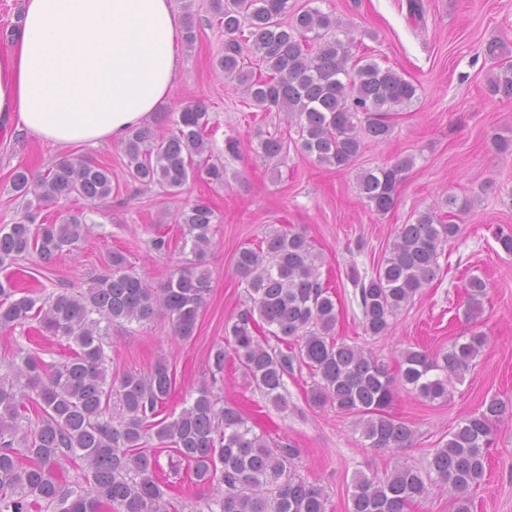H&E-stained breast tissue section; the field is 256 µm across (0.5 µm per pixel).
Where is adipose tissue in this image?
Returning a JSON list of instances; mask_svg holds the SVG:
<instances>
[{
	"label": "adipose tissue",
	"mask_w": 512,
	"mask_h": 512,
	"mask_svg": "<svg viewBox=\"0 0 512 512\" xmlns=\"http://www.w3.org/2000/svg\"><path fill=\"white\" fill-rule=\"evenodd\" d=\"M181 32L173 0H22L0 116L55 144L123 142L170 100Z\"/></svg>",
	"instance_id": "obj_1"
}]
</instances>
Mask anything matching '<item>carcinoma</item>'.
<instances>
[{
  "mask_svg": "<svg viewBox=\"0 0 512 512\" xmlns=\"http://www.w3.org/2000/svg\"><path fill=\"white\" fill-rule=\"evenodd\" d=\"M288 2L213 0L228 36L218 66L257 108L286 113L299 129L302 149L316 162L343 168L364 138L387 139L393 115L412 102L416 87L389 68L352 61L354 38H325L336 20L317 8L298 11L282 24ZM245 26L247 47L235 37ZM246 50L259 56L268 78L256 79L246 69ZM490 84L511 96L512 67L491 77ZM167 120L174 130L164 135L155 124ZM208 126L206 107L192 104L133 128L124 141L129 178L147 188L158 184L172 196L196 166L210 181L224 183V166L209 162ZM258 149L273 160L283 145L264 138ZM412 165L403 158L361 174L358 189L368 207L380 215L394 209ZM11 183L19 198L31 195L41 204L78 195L97 210L112 195V170L85 158L63 159L37 178L19 167ZM465 209L447 196L418 212L414 222L396 228L388 255L371 273L359 272L356 252L349 250L346 277L367 335L387 333L398 311L434 280L441 251L460 231L453 218ZM177 217L193 260L177 267L162 287L149 285L124 254L114 252L109 271L87 288L45 298L16 296L13 277L25 273L17 261L34 253L49 262L78 248L88 233L84 212L59 224H36L29 213L25 223L0 226V330L35 320L40 332L75 345L59 364H47L20 345L0 360V512H178L154 476L152 439L192 467L197 484L221 489L216 498L196 501L191 512H327L324 488L295 474L298 450L289 443L270 445L236 408L219 405L207 384L169 421L159 415L176 377L165 359L146 374L109 377L106 338L112 327L164 315L175 335L185 339L194 333L210 290V277L199 265L213 244V211L196 199ZM264 243L236 255L235 269L251 305L228 327L227 346L214 353L215 367L224 369L231 351L248 384L284 409L286 378L304 365L317 377L310 391L313 405L359 416L371 448L408 447L414 431L386 409L404 388L429 403L448 400L449 387L464 377L485 337L452 341L440 362L405 350L393 377L364 348L334 339L336 306L307 237L280 230ZM466 288L476 312L486 284L472 277ZM264 332L277 344L260 340ZM506 413L505 402L493 398L462 418L434 449L424 473L395 464L381 477L357 475L349 512H407L434 487L454 494V512H471L469 492L484 478L487 449ZM70 460L80 461L82 481L73 485L62 470Z\"/></svg>",
  "mask_w": 512,
  "mask_h": 512,
  "instance_id": "cac0c4a2",
  "label": "carcinoma"
}]
</instances>
